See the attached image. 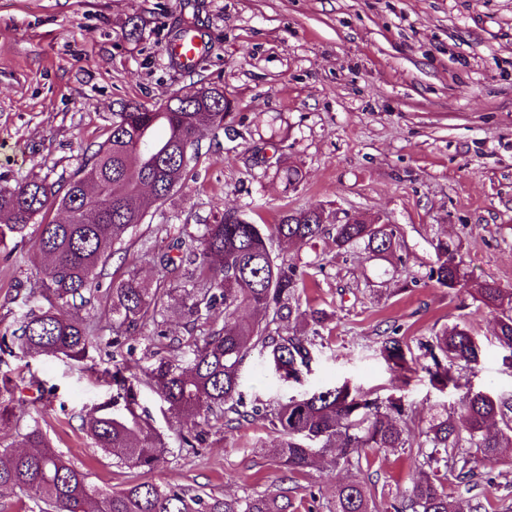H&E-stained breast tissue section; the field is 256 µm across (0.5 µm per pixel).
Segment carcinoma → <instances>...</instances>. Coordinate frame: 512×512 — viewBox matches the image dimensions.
Returning <instances> with one entry per match:
<instances>
[{"label": "carcinoma", "instance_id": "cac0c4a2", "mask_svg": "<svg viewBox=\"0 0 512 512\" xmlns=\"http://www.w3.org/2000/svg\"><path fill=\"white\" fill-rule=\"evenodd\" d=\"M230 103L216 93L198 99L175 95L148 107L129 103L112 113L107 138L85 155L81 168L58 187L46 180H25L0 188V243L25 237L32 224L40 228L38 249L46 259L39 292L21 298L27 307L11 339L0 338V350L23 356L87 357L93 336L89 323L64 313L84 305L97 291L98 268L115 246L175 192L196 157L205 132L224 124ZM69 220H47L54 208ZM332 235L339 252L361 247L375 257L396 251L397 231L379 219L328 224L318 207L284 208L273 224L226 212L196 234L177 239L176 254H163L164 269L183 267L191 288L184 290V311L194 358L184 368L161 357L154 367L137 372L115 364L104 374L112 379V399L86 418V432L95 448L116 456L120 468L150 472L168 452L163 435L139 412L137 387L151 385L177 418L204 421L268 422L280 436L276 456L289 473H305L328 464L362 471L367 448L403 452L417 448L419 477L393 501H378L364 481L353 478L336 485L329 512H458L448 473L467 491L486 473L479 459L492 461L512 447V396L475 391L452 373L457 361L477 362L478 347L470 331L457 323L420 342L431 381L463 390L457 409L443 407L418 420L401 398L382 399L344 384L323 388L286 402L241 409L238 370L259 347L283 380L301 382L312 350L321 338L325 316L310 314L312 329L291 327L300 316L305 271L273 254L272 242L301 247ZM428 279L453 289L469 281L457 247L446 240L434 246ZM476 301L495 313L494 336L512 353V288L493 280L472 284ZM112 346L131 335L164 307L160 289L149 288L131 274L110 294ZM224 308L223 323L217 310ZM249 308L247 319L239 311ZM406 344L385 337L384 358L404 370ZM22 450L0 448V489H18L32 503L29 512H290L288 489L264 490L244 497L214 495L179 484L136 481L112 493H101L88 474L49 443L37 424L22 435Z\"/></svg>", "mask_w": 512, "mask_h": 512}]
</instances>
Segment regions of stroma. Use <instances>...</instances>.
Masks as SVG:
<instances>
[{
  "mask_svg": "<svg viewBox=\"0 0 512 512\" xmlns=\"http://www.w3.org/2000/svg\"><path fill=\"white\" fill-rule=\"evenodd\" d=\"M183 17L209 48L193 73L166 52V35ZM204 85L222 89L231 109L202 139L177 193L103 266L95 299L79 312L97 347L80 362L0 351V383L10 388L0 403L21 412L17 425L0 430V447L40 425L106 493L142 477L231 496L283 485L273 453L280 436L267 422H180L147 385L139 405L169 447L154 471L115 467L82 426L112 395L101 368L152 365L156 332L187 334L186 280L157 266L153 253L227 211L271 224L283 208L321 206L337 219L379 217L400 233L387 261L361 249L337 254L329 236L300 249L274 243L276 255L307 269L302 309L330 320L302 384L281 380L259 350L247 355L244 407L345 382L403 397L423 418L434 405L455 407L458 390L434 385L417 365L398 382L380 353L391 327L416 357L419 339L455 323L481 348L478 364L457 363L456 373L473 390L512 394V354L493 336V313L468 286L450 290L427 278L442 238L459 246L472 279L512 288V0H0V187L66 182L85 150L106 139L122 104L150 106ZM290 166L302 173L294 188L283 177ZM36 241L32 228L0 245V336L16 329V296L43 265ZM132 272L167 290L166 307L158 324L116 350L109 291ZM192 430L201 443L180 450ZM369 460L376 498H394L417 476L413 454L374 449ZM482 469L491 478L475 494L455 491L461 512L474 495L488 512H512V448ZM350 476L341 468L295 476L296 512H328L337 483Z\"/></svg>",
  "mask_w": 512,
  "mask_h": 512,
  "instance_id": "1",
  "label": "stroma"
}]
</instances>
